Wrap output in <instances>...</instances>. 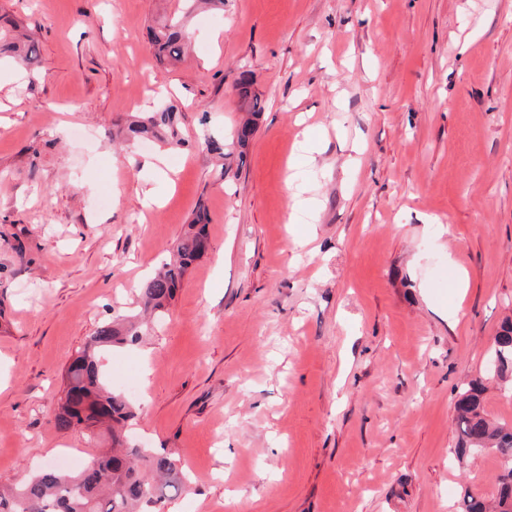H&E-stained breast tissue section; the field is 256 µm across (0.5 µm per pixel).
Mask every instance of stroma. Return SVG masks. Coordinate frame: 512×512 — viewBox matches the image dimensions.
I'll use <instances>...</instances> for the list:
<instances>
[{"label":"stroma","instance_id":"35a3bbf8","mask_svg":"<svg viewBox=\"0 0 512 512\" xmlns=\"http://www.w3.org/2000/svg\"><path fill=\"white\" fill-rule=\"evenodd\" d=\"M181 5L0 0L40 51L0 59V479L99 455L54 424L66 369L137 312L201 207L208 253L146 343L103 361L137 386L131 440L189 476L162 512H458L492 492L501 461L457 462L454 407L512 316V0H224L158 65L148 29ZM244 70L263 110L241 164ZM164 100L183 146L115 139ZM485 378L512 425V386Z\"/></svg>","mask_w":512,"mask_h":512}]
</instances>
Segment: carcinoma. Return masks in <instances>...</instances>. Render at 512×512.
<instances>
[{
	"mask_svg": "<svg viewBox=\"0 0 512 512\" xmlns=\"http://www.w3.org/2000/svg\"><path fill=\"white\" fill-rule=\"evenodd\" d=\"M156 58L177 63L189 50L182 18L170 17L150 29ZM0 53H8L18 64L32 67L38 62L34 41L17 38L0 26ZM241 108L249 112L237 131L239 155L253 134L252 117L263 109L253 91V79L242 72L237 83ZM181 113L173 104L136 115L121 129L128 140L153 137L171 146L184 143L180 135ZM206 215L198 211L195 220L177 246L176 258L165 262L138 288L146 315L165 317L187 270L207 251ZM140 324L128 316L102 322L87 338L70 363L67 384L60 398L55 426L61 431L82 428L90 432L106 429L112 448L102 452L91 464L62 471L48 464L22 483L0 486V512H161L160 505L177 496L184 473L166 450L134 445L128 437L129 422L135 418L134 406L121 391L113 389L101 369L106 353L142 342ZM492 358L498 361L496 376H512V319L494 337ZM486 387L480 377L467 383L456 403L457 442L454 455L459 461L476 451L488 449L500 460L512 461V426L492 419L486 413ZM459 512H512V469L500 473L492 496L464 489Z\"/></svg>",
	"mask_w": 512,
	"mask_h": 512,
	"instance_id": "carcinoma-1",
	"label": "carcinoma"
}]
</instances>
